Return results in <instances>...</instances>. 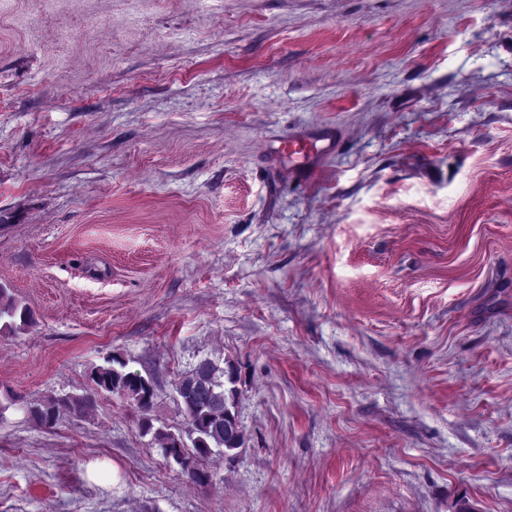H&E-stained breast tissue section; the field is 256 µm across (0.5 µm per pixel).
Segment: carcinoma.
Masks as SVG:
<instances>
[{
    "instance_id": "obj_1",
    "label": "carcinoma",
    "mask_w": 512,
    "mask_h": 512,
    "mask_svg": "<svg viewBox=\"0 0 512 512\" xmlns=\"http://www.w3.org/2000/svg\"><path fill=\"white\" fill-rule=\"evenodd\" d=\"M0 333L14 332L32 320L31 310L15 300L4 285H0ZM91 380L98 393H117L135 403L140 409L154 404L153 381L119 356L113 355L105 364L91 372ZM237 364L227 358L224 366L207 360L182 373L176 383L185 415V432H173L154 427L152 419L143 418L139 424L142 434L152 435L163 455L175 448H192L191 454L200 459L213 452L227 458L237 455L245 445V434L238 422L237 406L241 390ZM93 405L90 396L63 394L26 404L29 418L39 427L52 428L59 422L83 414Z\"/></svg>"
}]
</instances>
